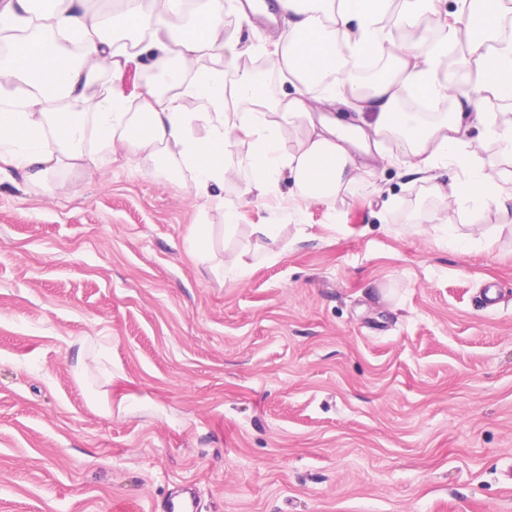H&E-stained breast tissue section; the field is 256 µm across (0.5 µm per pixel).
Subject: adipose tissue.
<instances>
[{
	"instance_id": "adipose-tissue-1",
	"label": "adipose tissue",
	"mask_w": 512,
	"mask_h": 512,
	"mask_svg": "<svg viewBox=\"0 0 512 512\" xmlns=\"http://www.w3.org/2000/svg\"><path fill=\"white\" fill-rule=\"evenodd\" d=\"M60 2L40 13L35 0H0V28L24 31L0 64V164L31 180L48 182L55 170L77 162L94 171L84 153L93 139L112 159L129 152L179 158L193 172L197 195L223 207L224 159L245 141L250 151L237 170L244 194L265 197L288 176L294 200L308 202L359 189L367 175L360 155L392 139L407 171L422 175L435 195L495 206L502 224H512V171L483 163L464 147L470 122L484 121L501 154L512 157V113L484 111L512 101V81L502 78L512 72V40L498 33L512 0H457L452 11L442 10L441 0H276L285 27L266 59L270 70L287 74L292 91L271 103L250 71L224 57L223 0H120L110 14L91 11L86 0ZM392 10L411 39L396 41L380 27ZM428 16L437 17V31H428ZM463 34L472 91H458L453 112L432 122L400 111L404 92L446 95L439 66ZM63 38L78 44L79 58L63 53ZM366 53L384 60L383 75L347 82L350 61ZM205 54L211 63L203 67ZM135 56L166 75L175 94L148 89L129 100L119 82ZM103 68L112 72V89L90 111H71ZM332 75L336 83L313 95L312 87ZM187 98L200 102L201 111H185ZM243 100L257 111H237ZM339 101L351 108L350 119L329 116ZM201 125L206 135H198ZM292 129L301 136L289 149ZM448 163L468 170L469 178L436 183L434 170Z\"/></svg>"
}]
</instances>
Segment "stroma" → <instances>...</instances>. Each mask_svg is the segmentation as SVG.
Returning <instances> with one entry per match:
<instances>
[{"label": "stroma", "mask_w": 512, "mask_h": 512, "mask_svg": "<svg viewBox=\"0 0 512 512\" xmlns=\"http://www.w3.org/2000/svg\"><path fill=\"white\" fill-rule=\"evenodd\" d=\"M384 153L308 205L142 154L1 173L0 512H512V232Z\"/></svg>", "instance_id": "35a3bbf8"}]
</instances>
